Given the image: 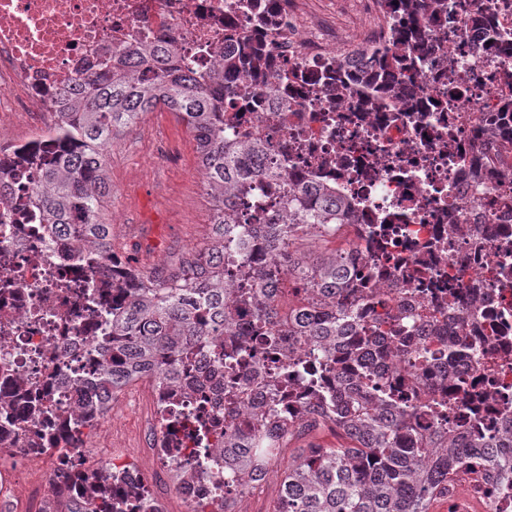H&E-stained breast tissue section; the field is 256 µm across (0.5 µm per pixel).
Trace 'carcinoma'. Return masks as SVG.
<instances>
[{
  "label": "carcinoma",
  "mask_w": 512,
  "mask_h": 512,
  "mask_svg": "<svg viewBox=\"0 0 512 512\" xmlns=\"http://www.w3.org/2000/svg\"><path fill=\"white\" fill-rule=\"evenodd\" d=\"M403 24L389 27L380 51L356 52L336 62L329 77L336 94L358 97L360 111L383 112L401 94H416L424 59L431 47L430 23L448 9V0H387ZM140 71L90 72L66 91L60 112L58 147L37 155L42 174L37 196L45 221L59 224L76 242L112 254L110 225L99 220L103 198L112 193L102 147L123 128L159 105L175 113L192 133L201 163L208 170L207 194L213 200L212 246L193 259L164 271H127L126 287L112 298V335L96 347L102 396L78 407V425L93 426L108 410L112 394L136 375L171 379L189 367L196 354L211 352L218 363L239 359L224 351V336L235 335L231 295L251 305L265 335H279L275 302L282 293L279 275L239 265L232 278L240 287H224V262L218 245H238L246 233L276 260L295 291L313 296L309 306L288 309V335L311 342L320 357H336L341 369L332 392L323 393L336 430L348 441L340 448L302 449L281 472L276 512H429L472 465L484 467L489 484L512 512V408L502 410L492 435L447 428L448 415L474 410L478 397L469 383L448 370L454 388L450 402L415 401L405 388L362 387L375 359L405 357L422 370L430 347L411 342L399 317H382L365 326L351 296L349 255L336 250L312 259L293 250L300 225L330 231L357 223L351 203L319 182L290 179L277 162L267 160L260 141L224 121V90L255 91L250 79L271 68L265 44L253 40L224 54L220 82L196 77L190 59L169 58L160 48L136 51ZM282 185L266 222L248 229L241 198L263 202L266 182ZM430 342L447 353L448 362L471 358L475 346L432 331ZM271 438L261 432L226 441L224 483L245 484L261 475ZM112 482L103 465L86 497L85 512H120L102 485Z\"/></svg>",
  "instance_id": "carcinoma-1"
}]
</instances>
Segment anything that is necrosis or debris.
Segmentation results:
<instances>
[{"instance_id":"4bbe7bcc","label":"necrosis or debris","mask_w":512,"mask_h":512,"mask_svg":"<svg viewBox=\"0 0 512 512\" xmlns=\"http://www.w3.org/2000/svg\"><path fill=\"white\" fill-rule=\"evenodd\" d=\"M296 2L275 0L277 24L268 29L252 0H0V394L17 408L35 400L53 412L0 419V502L23 496L32 512H55L53 494L83 503L81 488L98 471L91 442L63 443L58 427L98 394L89 353L111 333L110 287L121 284L123 270L120 255L101 268L42 220L33 155L56 146L59 93L86 72L128 64L130 50L146 44L193 59L197 75L209 78L233 47L224 38L229 26L240 39L263 37L273 59L257 94L232 101L241 132L266 141L291 176L328 183L353 204L359 221L348 227L347 250L364 316L401 313L414 336L430 320L470 336L479 358L460 370L482 401L468 425L495 428L512 399V290L499 278L512 272V153L490 158L485 129L512 137V42L495 36L512 28V8L504 0H448L447 15L431 25L448 38L435 41L416 98L362 119L354 99L338 100L326 79L336 67L332 37L300 25ZM474 14L484 27L469 24ZM452 224L464 227L453 240ZM478 280L485 286L470 298ZM451 291L458 301L442 312L439 301ZM241 320L257 360L234 367L233 387L208 352L193 371L205 391L182 376L147 379V452L138 460L113 455L117 491L149 470L189 507L242 512V500L279 468L268 465L245 489H225L213 467L225 438L257 424L277 436L321 419L302 373L289 385L277 381L249 310ZM230 391L241 404L234 414L225 407ZM34 445L46 450L42 479L23 484L21 459Z\"/></svg>"}]
</instances>
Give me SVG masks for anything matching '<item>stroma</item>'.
Returning a JSON list of instances; mask_svg holds the SVG:
<instances>
[{"label":"stroma","mask_w":512,"mask_h":512,"mask_svg":"<svg viewBox=\"0 0 512 512\" xmlns=\"http://www.w3.org/2000/svg\"><path fill=\"white\" fill-rule=\"evenodd\" d=\"M301 15L333 23L342 53L362 49L360 36L370 22L364 0H301ZM106 165L112 194L99 218L105 224L120 220L112 242L130 268L153 269L161 253L185 260L210 242L213 202L190 179L201 162L175 113H144L116 136Z\"/></svg>","instance_id":"stroma-1"}]
</instances>
